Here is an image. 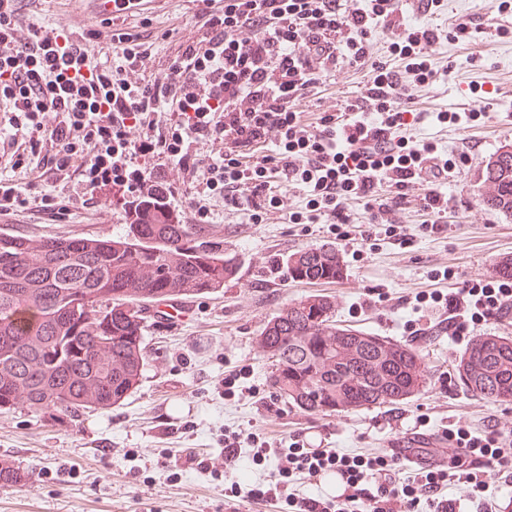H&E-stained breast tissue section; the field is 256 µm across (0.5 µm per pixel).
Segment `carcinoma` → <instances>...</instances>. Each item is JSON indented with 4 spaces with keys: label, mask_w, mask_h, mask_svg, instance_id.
Returning <instances> with one entry per match:
<instances>
[{
    "label": "carcinoma",
    "mask_w": 512,
    "mask_h": 512,
    "mask_svg": "<svg viewBox=\"0 0 512 512\" xmlns=\"http://www.w3.org/2000/svg\"><path fill=\"white\" fill-rule=\"evenodd\" d=\"M485 206L512 217V145L494 151L481 172ZM288 276L336 282L344 261L322 244L286 257ZM238 264L224 254V229L155 212L108 236L34 239L0 232V400L32 412L71 414L121 405L148 363L142 307L217 293ZM334 302L309 296L269 319L256 345L275 359L274 393L307 414L347 413L409 398L427 380L408 343L336 323ZM476 396L512 398V343L479 336L456 366ZM28 475L4 461L0 482Z\"/></svg>",
    "instance_id": "carcinoma-1"
}]
</instances>
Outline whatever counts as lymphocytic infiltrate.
<instances>
[{"label":"lymphocytic infiltrate","mask_w":512,"mask_h":512,"mask_svg":"<svg viewBox=\"0 0 512 512\" xmlns=\"http://www.w3.org/2000/svg\"><path fill=\"white\" fill-rule=\"evenodd\" d=\"M400 0H192L195 40L170 47L157 64L160 40L150 17L116 5L114 18L75 38L41 0H0V218L29 208L50 220L101 205L109 190L128 214L174 212L166 171L178 169L185 203L208 223L217 202L258 224L282 204L284 188L302 201L286 211L292 224H346L362 202L387 237L404 239L398 213L418 181L448 179L455 163L435 143L407 134L399 105L412 88L437 76L431 48L441 38L469 40L467 23L447 31L416 27L392 43L390 65L370 57L376 26L393 29ZM124 25H117V18ZM27 38H19L21 29ZM114 55L106 66L81 50L83 39ZM367 66L360 94L307 123L301 104L334 76L340 59ZM55 122L43 123L46 112ZM210 145L201 154L200 145ZM457 326L466 329L512 302V281L465 289ZM450 467L420 469L407 481L391 475L386 457L344 454L293 443L279 449L275 484L225 489L228 498L283 497L287 512H461L439 497L450 482L467 486L476 512H493L485 467L512 469V432L485 437L449 430ZM338 472L347 494L300 498L287 490L297 474Z\"/></svg>","instance_id":"lymphocytic-infiltrate-1"}]
</instances>
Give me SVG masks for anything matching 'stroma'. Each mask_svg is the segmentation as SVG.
Segmentation results:
<instances>
[{"label":"stroma","instance_id":"stroma-1","mask_svg":"<svg viewBox=\"0 0 512 512\" xmlns=\"http://www.w3.org/2000/svg\"><path fill=\"white\" fill-rule=\"evenodd\" d=\"M403 22L431 28L474 19L480 30L466 43L440 40L432 55L444 71L445 95L419 87L401 106L412 112L445 108L469 111L480 100L476 120L441 130L413 125L411 135L437 143L458 160L449 182L448 229H422V192L410 191L400 219L409 240L394 244L384 227L355 207L351 224H289L277 210L262 223L216 207L212 222L224 227V250L239 263L222 291L188 298L177 317L164 304L145 305L148 364L138 387L119 406L82 410L58 419L17 408L0 411V461L28 475L25 485H0V512H276L273 503L245 500L230 504L224 489L267 485L278 477V449L292 442L340 454L387 455L397 478L419 462L443 459L450 429L473 434L488 427L512 429V401L487 402L467 393L455 366L470 340L512 336V310L486 317L457 333L461 289L494 280L493 265L512 256V218L487 209L478 186L488 156L512 144V14H498L493 0H444L435 13L404 0ZM153 26L184 39L192 30L188 0H162L152 9ZM346 82H324L308 97L307 121H315L332 100L355 98L365 67L346 65ZM127 217L111 192L87 217L54 222L25 210L0 221V231L32 236L115 235ZM331 244L342 254L346 275L336 283L289 279L284 259L299 250ZM447 294L446 303L419 314L418 295ZM330 297L342 324L389 336L415 346L426 366V386L407 401L351 413L308 415L292 408L269 388L273 361L255 344L266 321L289 303L311 295ZM251 433L273 452L253 461L242 448L224 459V435ZM211 461L209 470L196 458Z\"/></svg>","mask_w":512,"mask_h":512}]
</instances>
